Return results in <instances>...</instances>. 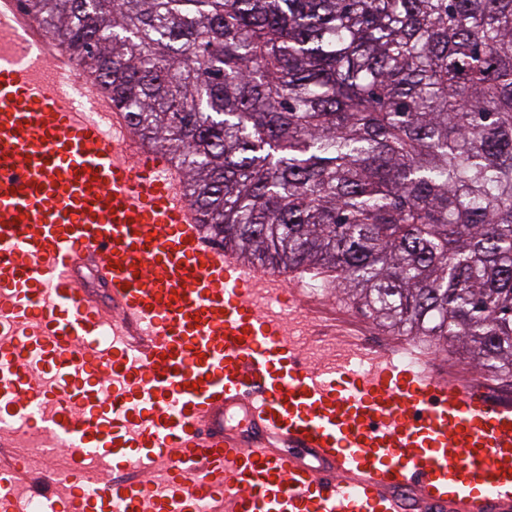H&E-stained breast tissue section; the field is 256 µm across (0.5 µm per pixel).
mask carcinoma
Listing matches in <instances>:
<instances>
[{
	"mask_svg": "<svg viewBox=\"0 0 512 512\" xmlns=\"http://www.w3.org/2000/svg\"><path fill=\"white\" fill-rule=\"evenodd\" d=\"M207 236L512 385V0H23Z\"/></svg>",
	"mask_w": 512,
	"mask_h": 512,
	"instance_id": "obj_1",
	"label": "carcinoma"
}]
</instances>
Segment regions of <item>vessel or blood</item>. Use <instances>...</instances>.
I'll list each match as a JSON object with an SVG mask.
<instances>
[{
	"mask_svg": "<svg viewBox=\"0 0 512 512\" xmlns=\"http://www.w3.org/2000/svg\"><path fill=\"white\" fill-rule=\"evenodd\" d=\"M199 224L167 150L0 0V447L22 423L103 469L0 458V512H512L511 388L366 340ZM298 323L348 356L310 362Z\"/></svg>",
	"mask_w": 512,
	"mask_h": 512,
	"instance_id": "vessel-or-blood-1",
	"label": "vessel or blood"
}]
</instances>
